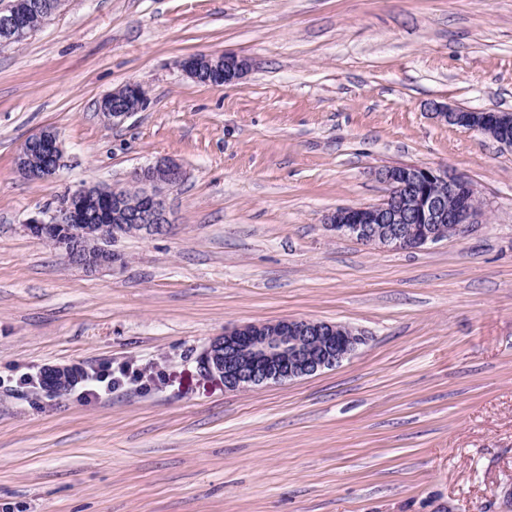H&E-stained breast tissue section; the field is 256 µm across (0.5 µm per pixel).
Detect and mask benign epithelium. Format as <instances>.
<instances>
[{
  "label": "benign epithelium",
  "mask_w": 512,
  "mask_h": 512,
  "mask_svg": "<svg viewBox=\"0 0 512 512\" xmlns=\"http://www.w3.org/2000/svg\"><path fill=\"white\" fill-rule=\"evenodd\" d=\"M56 12L57 0H11L0 11V43L9 44L22 35L23 18L35 7ZM250 68L247 57L235 53L194 54L183 59L182 71L192 80L219 88L241 80ZM147 104L143 87L129 82L112 93V111L102 116L120 123L131 114L129 103ZM433 115L449 126L476 131L496 143L512 148V112L475 111L448 105L434 107ZM62 155L57 132L45 127L29 135L14 158L15 168L30 180L56 175ZM388 186L379 203L340 206L328 218L336 234L378 248L414 249L444 239L443 225L455 234L477 223L482 202L474 185L446 169L399 165L378 172ZM184 171L176 161L161 160L133 172L140 205L129 210L125 190L119 186L84 185L57 199L46 218H32L26 229L42 235L48 224L70 226L69 237L56 239L67 262L87 272L110 268L121 261L116 251H107L101 241L113 236L156 237L171 230L167 195L183 181ZM365 337L356 330L343 334L336 324L312 319H282L245 323L215 337L198 358L207 374H218L224 388L239 391L270 382L279 383L315 375L338 366L352 355Z\"/></svg>",
  "instance_id": "1"
}]
</instances>
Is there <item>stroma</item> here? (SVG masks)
Segmentation results:
<instances>
[{
	"instance_id": "obj_1",
	"label": "stroma",
	"mask_w": 512,
	"mask_h": 512,
	"mask_svg": "<svg viewBox=\"0 0 512 512\" xmlns=\"http://www.w3.org/2000/svg\"><path fill=\"white\" fill-rule=\"evenodd\" d=\"M247 56L236 83L194 53ZM145 108L98 112L127 82ZM512 111V0H64L0 47V512H512V149L434 104ZM54 178L14 167L43 127ZM178 160L169 235L87 273L25 229L68 188ZM397 165L445 168L484 215L382 250L337 236ZM308 318L367 341L316 375L232 392L198 357L225 329ZM129 362L87 400L22 387ZM249 68V59L235 53L194 54L184 58L181 64L189 78L216 88L241 80Z\"/></svg>"
}]
</instances>
